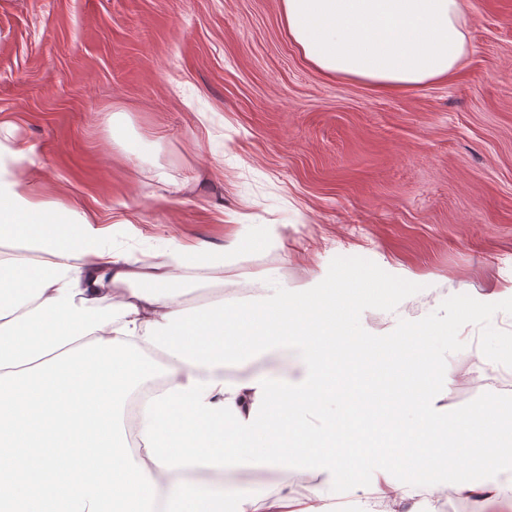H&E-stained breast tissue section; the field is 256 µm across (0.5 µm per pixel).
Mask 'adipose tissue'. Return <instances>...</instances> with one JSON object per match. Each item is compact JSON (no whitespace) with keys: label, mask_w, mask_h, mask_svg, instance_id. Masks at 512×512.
<instances>
[{"label":"adipose tissue","mask_w":512,"mask_h":512,"mask_svg":"<svg viewBox=\"0 0 512 512\" xmlns=\"http://www.w3.org/2000/svg\"><path fill=\"white\" fill-rule=\"evenodd\" d=\"M280 4L289 39L314 69L382 92L448 80L473 53L463 0ZM33 162L32 151L0 140V244L12 249L0 257V376L99 338L137 344L171 368L136 421L133 457L155 484V512H328L323 499H297L288 482L260 496L218 495L212 484L322 459L350 475L379 443L425 488L444 465L458 492L499 493V483H474L468 464L499 466L506 450L494 437L512 416L486 405L449 413L456 380L435 360L446 326L411 329L384 358L361 332L337 346V328L372 292L323 272L257 306L239 291H266V277L242 275L188 307L183 272L236 262L250 251L243 235L220 245L173 239L144 263L105 250L103 228L85 213L36 198L22 176ZM284 337L304 353L297 370H248L276 356Z\"/></svg>","instance_id":"adipose-tissue-1"}]
</instances>
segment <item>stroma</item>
<instances>
[{"label":"stroma","mask_w":512,"mask_h":512,"mask_svg":"<svg viewBox=\"0 0 512 512\" xmlns=\"http://www.w3.org/2000/svg\"><path fill=\"white\" fill-rule=\"evenodd\" d=\"M467 35L447 81L380 92L313 69L279 0H0V139L33 148L37 196L109 226L117 253L223 243L233 213L287 225V250L184 282L187 306L225 276L268 269L295 289L323 269L377 289L352 316L376 343L447 326L449 411L512 414V369L473 355L512 337V298L480 302L512 285V0H467ZM390 264L427 293L384 289ZM303 472V496L376 512L374 468Z\"/></svg>","instance_id":"stroma-1"}]
</instances>
